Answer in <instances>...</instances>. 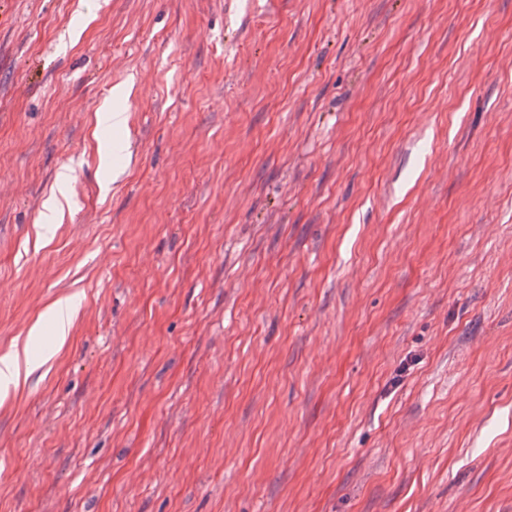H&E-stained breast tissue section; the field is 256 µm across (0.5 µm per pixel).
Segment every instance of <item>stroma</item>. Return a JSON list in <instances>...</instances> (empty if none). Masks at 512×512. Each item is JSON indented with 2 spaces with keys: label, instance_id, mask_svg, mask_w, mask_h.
<instances>
[{
  "label": "stroma",
  "instance_id": "35a3bbf8",
  "mask_svg": "<svg viewBox=\"0 0 512 512\" xmlns=\"http://www.w3.org/2000/svg\"><path fill=\"white\" fill-rule=\"evenodd\" d=\"M37 319L0 512H512V0H0ZM75 312L67 299H60L51 304L41 315L50 318L55 326L54 349L59 351L67 342Z\"/></svg>",
  "mask_w": 512,
  "mask_h": 512
}]
</instances>
